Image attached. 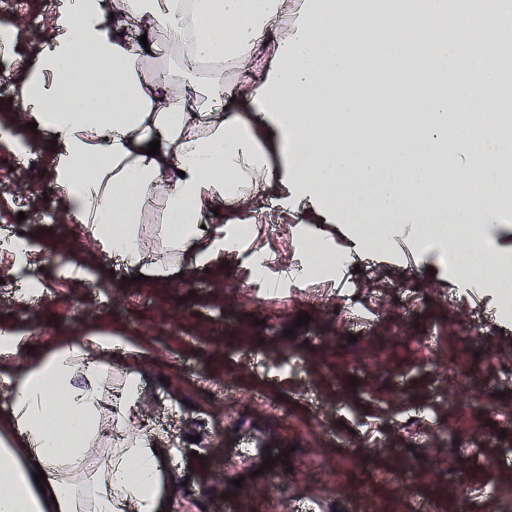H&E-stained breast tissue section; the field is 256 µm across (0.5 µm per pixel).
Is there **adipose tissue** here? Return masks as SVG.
<instances>
[{
    "label": "adipose tissue",
    "mask_w": 512,
    "mask_h": 512,
    "mask_svg": "<svg viewBox=\"0 0 512 512\" xmlns=\"http://www.w3.org/2000/svg\"><path fill=\"white\" fill-rule=\"evenodd\" d=\"M506 9V0L462 13L448 0H63L17 98L26 122L57 140L50 175L66 217L107 260L193 277L234 241L209 224L213 209L260 189L328 224L359 205L396 212L390 240L409 225L429 237L421 216L462 198L457 219L486 247L504 220L498 187L512 168V135L477 104L466 125L447 117L502 83ZM215 18L223 32L200 37ZM131 29L146 42L131 40ZM476 30L488 50L474 58ZM205 57L255 67L241 107H222L223 74L198 79ZM372 70L388 73L398 109L364 111L375 89L362 77ZM80 74L90 80L71 93ZM266 133L281 147L278 164ZM155 140L159 155H147ZM459 158L468 166L443 183L448 160ZM148 200L163 216L157 254L138 244ZM111 347L88 332L34 366L0 362L12 392L0 412V512H164L167 451L133 428L140 375L127 371L112 386ZM107 429L120 443L95 452ZM38 469L46 486L34 480Z\"/></svg>",
    "instance_id": "1"
}]
</instances>
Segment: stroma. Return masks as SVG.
Listing matches in <instances>:
<instances>
[{
  "instance_id": "35a3bbf8",
  "label": "stroma",
  "mask_w": 512,
  "mask_h": 512,
  "mask_svg": "<svg viewBox=\"0 0 512 512\" xmlns=\"http://www.w3.org/2000/svg\"><path fill=\"white\" fill-rule=\"evenodd\" d=\"M49 0H0L9 51L0 57V231L31 238L42 272L38 295L21 300L24 273L0 254V330L18 339L0 359L21 369L58 341L94 328L112 339V376L141 375L135 423L173 449L165 466L170 512H292L297 501H355L361 512H512V498L487 483L512 486V316L488 300L448 288V257L403 239L387 254L335 270L285 278L304 250L294 225L320 227L301 208L280 219L274 193L247 202L238 219L259 222L240 251L186 279H127L123 264H99L95 282L71 269L98 248L70 223L48 176L54 146L29 130L15 101L19 59L48 36ZM25 220H18V213ZM267 267L252 273L255 254ZM281 279L277 291L266 283ZM308 313V325L296 317ZM496 407L460 406L456 372ZM413 427H403L408 416ZM469 439L472 454L445 449ZM353 458L347 467L338 460ZM272 467H264V460ZM455 468L459 484L445 473Z\"/></svg>"
}]
</instances>
